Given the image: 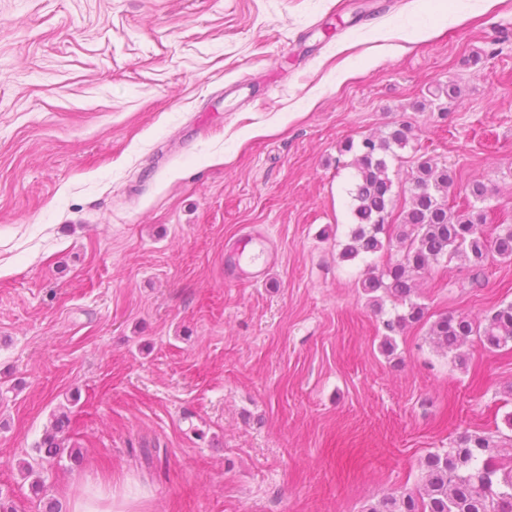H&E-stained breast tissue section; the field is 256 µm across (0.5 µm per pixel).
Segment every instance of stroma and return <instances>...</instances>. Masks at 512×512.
I'll return each mask as SVG.
<instances>
[{"label": "stroma", "mask_w": 512, "mask_h": 512, "mask_svg": "<svg viewBox=\"0 0 512 512\" xmlns=\"http://www.w3.org/2000/svg\"><path fill=\"white\" fill-rule=\"evenodd\" d=\"M401 122L396 210L425 155L512 224V0H0V503L71 512L108 474L127 512H365L461 433L512 457V343L461 367L429 338L512 303V261L432 266L387 356L359 286L387 257L342 256L341 147ZM247 232L275 261L226 282ZM68 425L69 418L67 414L60 413L54 416L50 431L44 434L38 448H35L36 453L42 459H54L58 456L61 448V440L58 434L63 433Z\"/></svg>", "instance_id": "obj_1"}]
</instances>
